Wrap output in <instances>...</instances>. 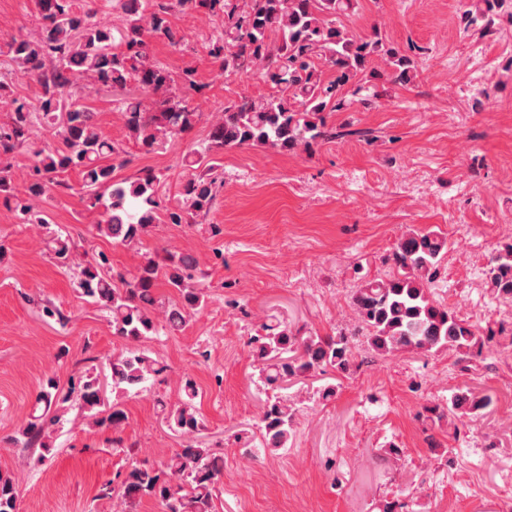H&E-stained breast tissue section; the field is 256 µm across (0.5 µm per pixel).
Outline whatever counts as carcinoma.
I'll use <instances>...</instances> for the list:
<instances>
[{"label": "carcinoma", "mask_w": 512, "mask_h": 512, "mask_svg": "<svg viewBox=\"0 0 512 512\" xmlns=\"http://www.w3.org/2000/svg\"><path fill=\"white\" fill-rule=\"evenodd\" d=\"M509 0H466L465 29L492 31ZM121 13L119 27L93 20V10L75 0H34L40 26L33 37L20 35L6 44V64L33 77L40 87L37 104L16 96L0 77V102L9 106L0 121V200L13 207L23 224L49 228L37 202L55 192L72 189L70 172L81 176L86 202L101 205L98 189L109 190L97 224L99 233L123 244L139 242L154 224H187L193 215L210 212L216 198L220 164L225 150L265 146L295 153L317 140L345 136L328 124L334 112L349 108L357 95L383 79L407 85L417 74V62L391 46L379 31L361 38L342 24L358 7V0H115ZM220 15L222 27L214 34L210 56L228 73L256 75L269 84L266 95L242 96L224 107L210 128L206 146L188 155L189 172L174 206L160 196L162 177L152 169L134 181L118 179L117 167L126 159L121 146L105 135L96 113L67 91L83 80H93L122 91L138 85L141 93L123 98L119 110L125 128L146 152L167 139L190 131L198 117L189 105L197 90L195 71L175 74L154 61L149 39H162L173 48L183 37L173 29V12ZM46 132L33 150L34 164L17 188L10 158L31 145L37 126ZM47 244L64 267L80 268V294L108 309L114 335L141 342L159 334L155 312L163 314V327L176 332L207 304V293L197 280L198 259L191 253L169 254L159 262L148 258L130 278H118L106 268L104 256L78 253L73 238L52 232ZM448 252V238L438 231L404 235L387 256L393 273L368 279L355 291L353 307L368 349L375 355L443 348L480 356L498 343L504 328L484 330L458 317L430 295L429 285L440 273ZM164 283L178 294L165 303L155 289ZM487 287L495 298L512 302V240L499 245L489 261ZM258 359L259 378L271 393L264 400L259 420L263 447L284 448L294 431L295 410L278 394L282 385L301 382L331 368L346 374L353 351L346 335L302 336L281 325H265L251 338ZM115 399H105L99 375L85 374L67 388L50 377L42 385L36 404L19 431L25 447L50 452L53 427L61 417L50 413L60 404L77 410L87 425L121 432L127 414L121 398L135 396L165 366L145 349L133 348L107 359ZM175 404L161 403L168 428L182 436L204 430L195 406L196 383L187 378ZM491 396L465 392L451 403L425 407L433 425L462 410L474 414L488 409ZM224 470L222 458L201 445H188L159 466L131 463L120 483L102 487L99 497L112 499L128 512L145 497L162 502L165 512H214L213 499ZM18 488L0 475V512H17Z\"/></svg>", "instance_id": "1"}]
</instances>
